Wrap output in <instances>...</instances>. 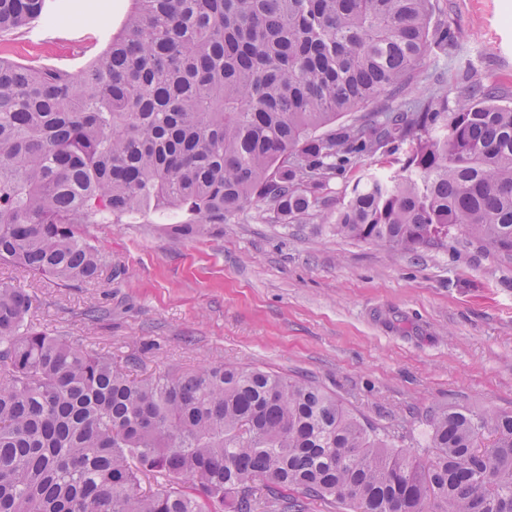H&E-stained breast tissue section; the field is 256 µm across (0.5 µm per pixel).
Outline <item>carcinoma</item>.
Wrapping results in <instances>:
<instances>
[{
	"label": "carcinoma",
	"instance_id": "cac0c4a2",
	"mask_svg": "<svg viewBox=\"0 0 512 512\" xmlns=\"http://www.w3.org/2000/svg\"><path fill=\"white\" fill-rule=\"evenodd\" d=\"M0 0V33L67 15ZM437 0H127L88 62L0 56V263L98 281L90 224L174 213L178 235L261 204L405 251L460 233L512 258V102L475 84L341 118L408 88L454 35ZM326 209L331 180L379 152ZM0 284V512H512V412L446 408L398 449L307 380L219 362L132 378L26 327ZM490 444H484V440Z\"/></svg>",
	"mask_w": 512,
	"mask_h": 512
}]
</instances>
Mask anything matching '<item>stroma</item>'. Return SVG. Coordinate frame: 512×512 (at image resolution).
Segmentation results:
<instances>
[{"instance_id":"35a3bbf8","label":"stroma","mask_w":512,"mask_h":512,"mask_svg":"<svg viewBox=\"0 0 512 512\" xmlns=\"http://www.w3.org/2000/svg\"><path fill=\"white\" fill-rule=\"evenodd\" d=\"M455 40L412 80L449 103L472 83L512 98V0H439ZM9 58L81 66L74 46L21 29ZM454 82L439 87L436 72ZM107 257L94 285L63 287L0 264L31 293L36 329L110 353L140 378L224 361L302 378L338 397L395 447L426 448L443 407L512 410V260L465 240L403 251L330 224H271L259 208L207 235H170L157 218L93 224Z\"/></svg>"}]
</instances>
